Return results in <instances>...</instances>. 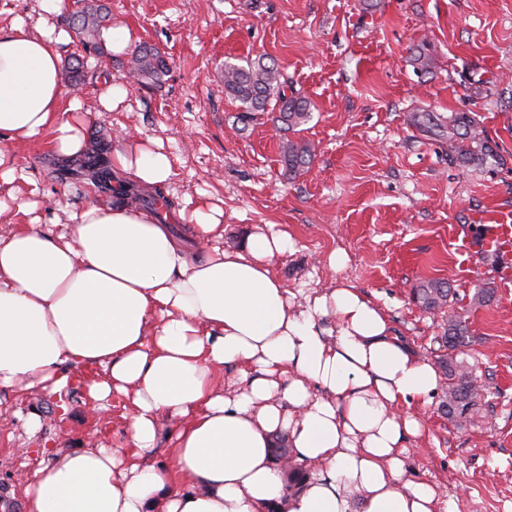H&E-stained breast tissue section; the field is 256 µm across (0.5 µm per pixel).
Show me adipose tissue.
<instances>
[{
    "label": "adipose tissue",
    "instance_id": "adipose-tissue-1",
    "mask_svg": "<svg viewBox=\"0 0 512 512\" xmlns=\"http://www.w3.org/2000/svg\"><path fill=\"white\" fill-rule=\"evenodd\" d=\"M64 6L41 0L34 24L0 29V133L51 132L71 159L93 112L64 88L69 36L49 22ZM110 163L111 204L89 200L54 232L0 149V392L63 395L94 366L89 413L132 402L127 447L41 458L29 512H450L438 485L405 478V442L421 432L408 408L431 401L439 375L386 312L345 281L288 289L271 260L293 242L274 225L228 250L219 206L185 198L172 225L137 206L126 182L156 192L176 175L158 141L129 137ZM289 465L306 472L290 492Z\"/></svg>",
    "mask_w": 512,
    "mask_h": 512
}]
</instances>
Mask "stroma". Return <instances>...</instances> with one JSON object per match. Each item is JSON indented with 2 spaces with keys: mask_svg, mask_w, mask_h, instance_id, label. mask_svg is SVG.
Returning a JSON list of instances; mask_svg holds the SVG:
<instances>
[{
  "mask_svg": "<svg viewBox=\"0 0 512 512\" xmlns=\"http://www.w3.org/2000/svg\"><path fill=\"white\" fill-rule=\"evenodd\" d=\"M113 24L128 28L129 51L97 53L77 39L62 45L68 94L98 116L90 144L119 147L123 132L160 141L176 161L168 199L206 198L224 209L226 248L262 224L285 230L293 253L273 271L289 289L337 280L385 303L394 330L422 359L436 362L449 314L472 331L467 362L484 389L478 415L458 424L437 403L414 407L423 433L408 439L406 477L446 487L456 512H512V282L490 254L466 261L465 239L479 238L483 216L512 210V0H98ZM426 46L429 72L412 58ZM158 51L157 81L130 86L133 51ZM264 57L287 91L306 97L312 117L295 140L312 162L288 172L280 145L287 131L273 112L242 120L224 92L225 61ZM129 85L127 110L98 112L107 84ZM427 110L467 113L494 151L487 162H449L447 140L413 125ZM17 168L50 201L82 207L97 192L81 159L62 160L50 134L17 142L0 137ZM343 251L346 264L328 257ZM447 281L446 313H424L412 291ZM490 288L489 303H475ZM64 400L26 392L0 411V512H28L16 474H30L41 450L126 445L129 398L110 413L84 410V370ZM38 414L42 429L24 423Z\"/></svg>",
  "mask_w": 512,
  "mask_h": 512,
  "instance_id": "35a3bbf8",
  "label": "stroma"
}]
</instances>
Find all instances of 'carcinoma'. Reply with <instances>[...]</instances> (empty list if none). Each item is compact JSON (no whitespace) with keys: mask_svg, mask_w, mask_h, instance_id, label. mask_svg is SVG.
I'll list each match as a JSON object with an SVG mask.
<instances>
[{"mask_svg":"<svg viewBox=\"0 0 512 512\" xmlns=\"http://www.w3.org/2000/svg\"><path fill=\"white\" fill-rule=\"evenodd\" d=\"M108 21L109 15L105 8L89 4L76 13L72 29L76 38L84 43L99 33ZM165 69L166 63L158 54L142 48L133 61L132 74L142 83L147 79L158 78ZM221 73L224 92L242 104L245 114L263 112L272 103L278 111L276 120L282 124L283 129L293 132L311 118L310 102L301 96L287 95L279 69L264 63L262 59L248 61L244 65L226 60ZM416 122L419 127L438 138L446 136L452 142L457 136L477 144L475 149L462 145L454 147V155L450 158L452 162L474 158L482 161L490 155L487 141L481 137L476 123L468 115H457L444 124L432 112H419ZM461 128L464 129L462 133L459 132ZM281 155L289 170L297 172L308 165L311 152L307 145L288 139L282 143ZM84 168L100 188L112 190V172L101 156L88 161ZM448 296V283L443 280H431L413 290L414 301L426 312L442 309L448 304ZM469 336L471 330L466 319L460 315H448V328L439 341L443 353L437 358L443 379L440 410L448 418L460 423L473 417L480 399L479 387L475 385L472 372L463 359L470 343Z\"/></svg>","mask_w":512,"mask_h":512,"instance_id":"carcinoma-1","label":"carcinoma"}]
</instances>
